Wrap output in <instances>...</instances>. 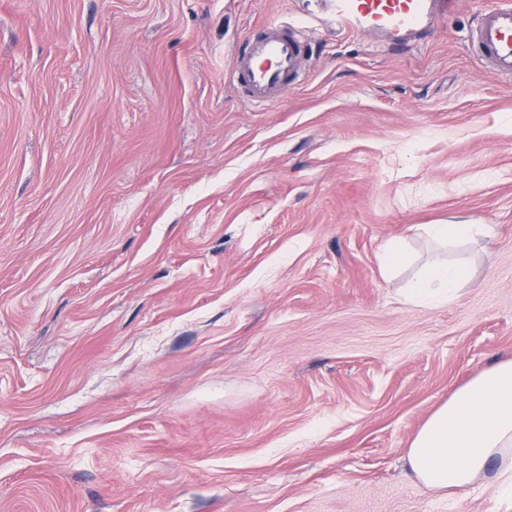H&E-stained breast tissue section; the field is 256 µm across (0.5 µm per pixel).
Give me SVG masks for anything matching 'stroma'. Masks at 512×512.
<instances>
[{
    "mask_svg": "<svg viewBox=\"0 0 512 512\" xmlns=\"http://www.w3.org/2000/svg\"><path fill=\"white\" fill-rule=\"evenodd\" d=\"M489 2L402 43L314 0H0V512H512L505 480L449 498L404 461L512 358ZM291 20L300 77L249 103L235 53ZM449 258L457 296L408 303ZM427 233L439 240L448 241V237L464 239L489 231L486 225L482 224H429Z\"/></svg>",
    "mask_w": 512,
    "mask_h": 512,
    "instance_id": "35a3bbf8",
    "label": "stroma"
}]
</instances>
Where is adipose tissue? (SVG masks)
<instances>
[{
	"label": "adipose tissue",
	"mask_w": 512,
	"mask_h": 512,
	"mask_svg": "<svg viewBox=\"0 0 512 512\" xmlns=\"http://www.w3.org/2000/svg\"><path fill=\"white\" fill-rule=\"evenodd\" d=\"M467 277L460 263L425 265L406 299L426 305L448 301ZM405 461L417 482L454 496L512 471V359L485 368L434 410Z\"/></svg>",
	"instance_id": "adipose-tissue-1"
}]
</instances>
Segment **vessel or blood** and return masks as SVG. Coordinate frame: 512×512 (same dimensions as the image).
<instances>
[{"instance_id":"b4317fda","label":"vessel or blood","mask_w":512,"mask_h":512,"mask_svg":"<svg viewBox=\"0 0 512 512\" xmlns=\"http://www.w3.org/2000/svg\"><path fill=\"white\" fill-rule=\"evenodd\" d=\"M337 26L352 33H425L439 0H322ZM472 42L493 71L512 79V0H497L477 18ZM305 47L295 25L269 24L234 58V73L256 104L280 99L301 73Z\"/></svg>"}]
</instances>
